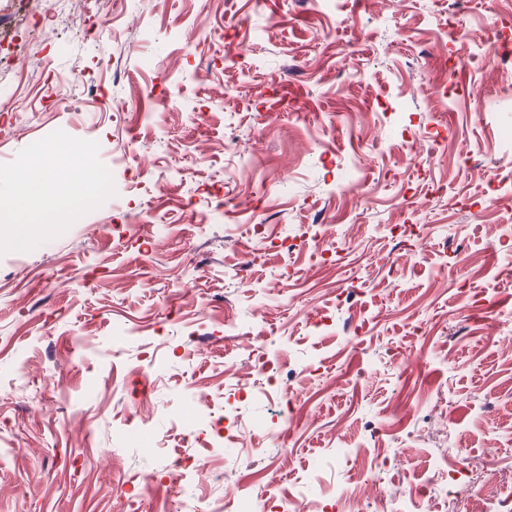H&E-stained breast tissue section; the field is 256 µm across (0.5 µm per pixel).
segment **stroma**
<instances>
[{
	"instance_id": "stroma-1",
	"label": "stroma",
	"mask_w": 512,
	"mask_h": 512,
	"mask_svg": "<svg viewBox=\"0 0 512 512\" xmlns=\"http://www.w3.org/2000/svg\"><path fill=\"white\" fill-rule=\"evenodd\" d=\"M94 9L49 48L0 0V222L33 226L0 243V512H221L245 476L258 512H431L452 470L512 512V0H129L106 50Z\"/></svg>"
}]
</instances>
